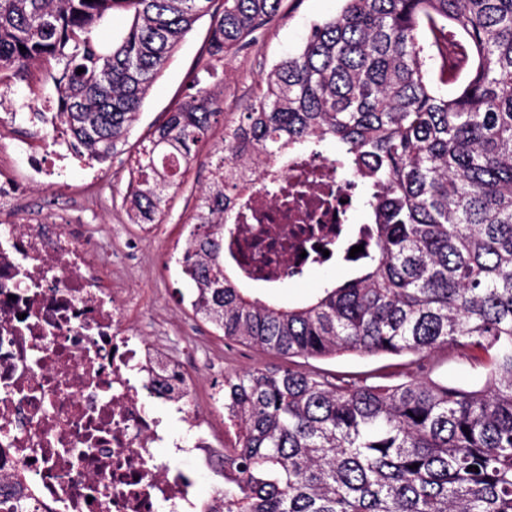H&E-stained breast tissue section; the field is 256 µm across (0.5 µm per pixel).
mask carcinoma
<instances>
[{
    "label": "carcinoma",
    "mask_w": 512,
    "mask_h": 512,
    "mask_svg": "<svg viewBox=\"0 0 512 512\" xmlns=\"http://www.w3.org/2000/svg\"><path fill=\"white\" fill-rule=\"evenodd\" d=\"M341 2L210 154L183 257L191 309L225 339L278 356L415 359L396 382L301 366L225 376L236 441L207 512H512V0ZM282 4L0 0V84L53 65L47 110L75 153L105 165L198 20L210 19L211 77ZM217 114L197 81L129 156L133 223H162ZM328 140L344 179L368 189L356 276L278 306L225 257L224 210L269 188L254 178L268 162ZM442 348L486 354V384L419 377L420 356Z\"/></svg>",
    "instance_id": "1"
}]
</instances>
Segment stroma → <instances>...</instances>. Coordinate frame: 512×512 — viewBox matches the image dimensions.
I'll return each instance as SVG.
<instances>
[{"label":"stroma","mask_w":512,"mask_h":512,"mask_svg":"<svg viewBox=\"0 0 512 512\" xmlns=\"http://www.w3.org/2000/svg\"><path fill=\"white\" fill-rule=\"evenodd\" d=\"M341 0H284L281 16L268 26L258 43L225 58L218 68L219 77L210 89L221 113L213 127L210 141L202 145L198 159L192 164L181 188L172 194L163 224L155 237H143L139 225L128 218L123 197L129 179L126 153L113 157L108 167L90 177L76 160L58 161L59 178L50 186H31L22 192L12 215L22 221L29 213L42 212L53 217L58 200L70 201L71 214L83 224L99 225L113 251L120 257L111 272L113 287L140 292L143 305L132 320L143 335L167 341L171 350L185 358L202 385L223 383L225 376L253 368H285L287 358L259 349L225 341L214 328L193 314L188 299L192 285L179 266L166 269L161 265L167 249L184 241L196 196L208 178L206 157L212 143L221 141L224 126L241 119L253 102L258 83L277 60L293 51L307 35L314 21L334 15ZM208 19H201L190 32L163 74L151 86L144 106L128 134V150L135 149L163 120L166 113L181 100L196 74L202 71L205 56ZM45 68H32L30 74L15 80L4 91L0 104V170L15 167L13 146L25 139L34 148H46L48 129L35 117L29 105L28 83L43 80ZM352 269L342 263H331L312 269L281 288H267L264 298L285 305L305 301L328 283H342ZM402 356H358L344 354L333 359L315 360V367L349 378L375 372L385 376L402 369ZM424 363L433 380L463 389L481 387L486 379V356L452 358L441 349L426 356Z\"/></svg>","instance_id":"35a3bbf8"}]
</instances>
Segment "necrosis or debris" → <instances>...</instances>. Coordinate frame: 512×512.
Returning <instances> with one entry per match:
<instances>
[{"instance_id":"1","label":"necrosis or debris","mask_w":512,"mask_h":512,"mask_svg":"<svg viewBox=\"0 0 512 512\" xmlns=\"http://www.w3.org/2000/svg\"><path fill=\"white\" fill-rule=\"evenodd\" d=\"M291 202L256 190L226 213L255 277L280 281L311 263L314 242L343 236L349 193L334 164L309 154L271 164ZM111 252L45 218L0 225V492L20 491L44 512H199L192 456L223 469L193 384L165 342L126 323L134 298L99 288ZM174 406L185 437L153 404Z\"/></svg>"}]
</instances>
